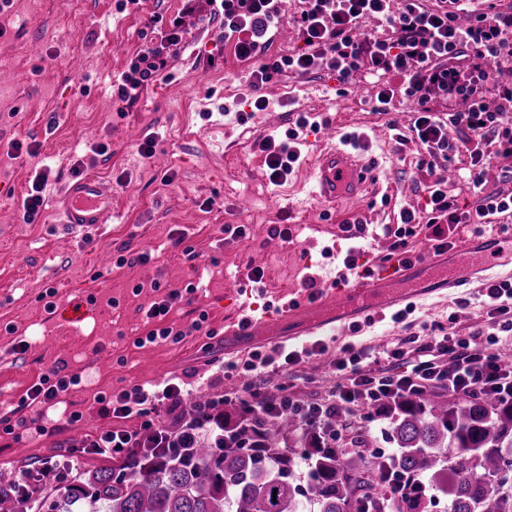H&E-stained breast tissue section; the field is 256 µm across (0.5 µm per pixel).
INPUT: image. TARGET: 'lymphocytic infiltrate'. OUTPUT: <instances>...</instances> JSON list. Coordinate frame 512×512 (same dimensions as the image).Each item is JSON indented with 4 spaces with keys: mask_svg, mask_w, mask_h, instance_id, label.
Here are the masks:
<instances>
[{
    "mask_svg": "<svg viewBox=\"0 0 512 512\" xmlns=\"http://www.w3.org/2000/svg\"><path fill=\"white\" fill-rule=\"evenodd\" d=\"M277 2L212 0L217 15L224 18V36L234 39L239 57L249 59L258 54L259 43L251 31L258 23L267 28L279 23ZM482 3L475 23L462 27L456 19L464 10L463 0H436L431 7L423 0H405L395 16L388 10V0H305L295 22L307 52L285 57L279 64L260 66L252 73L254 84L263 86L285 68L304 74L319 60L342 79L362 68L380 77L398 75L405 95L421 103L412 130L426 150V165L434 167L450 160L456 136H464L466 142L477 145L471 154L469 178L473 185H480L484 147H494L496 156L512 162V83L500 82L494 74L500 58L512 57V0ZM369 18L385 19L390 33L379 37L362 32L361 25ZM165 67L158 49H143L116 86L118 101H134L139 89L160 76ZM433 87L449 98L467 99L468 107L440 117L423 105ZM428 204V224L438 253L453 246L445 225L469 224L474 234L481 235L491 227L493 216L512 213L511 194L483 197L474 210H459L447 183L440 180L431 186ZM482 295L486 314L483 326L465 336L429 329L418 337L413 349L396 346L385 350L384 366L365 368L364 348L343 346L336 356V386L317 402L299 398L285 382L266 389L265 374L270 370L296 373L313 357L324 355L326 343L314 340L298 349L253 351L244 365L230 363L224 367L225 377L239 376L245 370L251 372V380L213 402L201 419L220 424L225 414L234 413L231 433H243L246 442L256 444L261 439L260 421L287 413L295 417L303 433L312 435L316 445L327 447L338 443L357 407L367 406L377 412L415 391L438 388L457 398L487 395L510 404L512 363L505 362L502 348L512 342V281L486 283ZM183 299V292L173 289L149 306L145 316L155 326L147 333L146 342L178 344L203 332L208 320L204 312L184 329L166 326L170 309ZM188 393V381L178 377L148 388L137 385L113 393L103 408L105 415L116 420L138 418L141 429L130 432L116 428L88 439L87 447L98 454L121 453L150 441L158 448L181 451L185 439L199 433L198 427L188 422L194 413L185 401ZM162 414L180 419V426L160 429L157 418Z\"/></svg>",
    "mask_w": 512,
    "mask_h": 512,
    "instance_id": "1",
    "label": "lymphocytic infiltrate"
}]
</instances>
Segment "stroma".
I'll list each match as a JSON object with an SVG mask.
<instances>
[{"label":"stroma","instance_id":"1","mask_svg":"<svg viewBox=\"0 0 512 512\" xmlns=\"http://www.w3.org/2000/svg\"><path fill=\"white\" fill-rule=\"evenodd\" d=\"M302 8L301 0H287L282 21L249 60L224 40L209 0H197L190 11L183 0H134L122 11L117 0H9L0 8V483L21 479L24 456L38 463L64 459L75 471L95 465L82 440L115 425L139 426L134 419L113 423L102 412L99 397L113 391L187 373L195 402L224 394L223 361L240 362L277 344L276 337L260 336L225 349V322L264 317L266 308L301 292L304 276L330 287L346 276L342 260L351 249H360L361 262L378 263L389 252L401 209L415 211L419 221L410 249L431 256L424 227L429 188L447 169L469 168L468 151L459 150L450 168L427 171L410 130L416 101L399 93L388 111H376L378 84L362 69L341 81L320 64L302 76L280 72L255 89L256 67L300 49L292 18ZM173 28L180 36L175 44L167 40ZM149 45L162 51L168 67L133 104L120 106L112 86ZM261 95L267 108L251 111ZM303 116L372 135L369 154L380 191L364 210L329 217L318 205L299 209L308 189L300 162L271 183L265 146L286 144ZM150 138L166 156L165 168L143 155ZM17 142L31 153L16 154ZM101 144L107 153L95 155ZM40 171L48 175L45 206L37 223L28 224L22 202ZM77 172L98 174L112 186L113 215L89 239L55 227V204ZM510 190L512 171L495 157L487 160L480 187L460 177L452 184L459 206L468 209L480 197ZM349 223L363 225L362 237L342 232ZM228 224L247 226L248 238H226ZM275 227L288 228L291 240L273 236ZM142 254L148 262H139ZM257 267L264 271L258 284L252 281ZM190 282L197 291L173 307L166 323L179 329L191 311H203L213 337L136 345L151 328L145 308L161 291ZM49 288L55 295L48 302ZM481 288L475 282L422 301L403 325L378 316L343 331L335 344L379 349L421 334L426 325L467 335L481 321L475 305ZM85 296L98 301L100 314L60 327L53 306ZM462 298L473 307L458 308ZM55 371L79 377L80 385L48 410L27 408L36 426L17 428V406L40 377ZM10 425L16 428L11 436L4 432Z\"/></svg>","mask_w":512,"mask_h":512}]
</instances>
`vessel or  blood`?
<instances>
[{
	"instance_id": "b4317fda",
	"label": "vessel or blood",
	"mask_w": 512,
	"mask_h": 512,
	"mask_svg": "<svg viewBox=\"0 0 512 512\" xmlns=\"http://www.w3.org/2000/svg\"><path fill=\"white\" fill-rule=\"evenodd\" d=\"M373 160L359 147L342 143L336 127H324L316 144L315 161L311 167L308 197L326 209H335L341 199L354 207H362L372 193ZM112 214V189L100 176L87 174L68 181L62 193L60 227L69 233L100 232ZM503 240L485 238L483 245L465 241L458 247V265H450L431 257L427 268L435 285V295L453 292L464 286L466 272H487L494 268ZM422 291L414 284L412 268L404 267L388 277L358 282L333 291L330 298L315 299L309 305L311 322L305 327L306 336H333L348 325L354 315L370 316L385 308L420 298ZM297 312L289 307L286 314L274 320L245 319L225 329L227 339L243 342L251 336H285ZM97 308L88 299L60 305L54 318L65 328L96 316Z\"/></svg>"
}]
</instances>
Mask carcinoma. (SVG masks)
<instances>
[{
    "mask_svg": "<svg viewBox=\"0 0 512 512\" xmlns=\"http://www.w3.org/2000/svg\"><path fill=\"white\" fill-rule=\"evenodd\" d=\"M391 424L395 447L382 457L366 434L350 448L319 452L299 438L316 512H382L388 497L400 501L397 512H427L439 496L447 512H485L484 474L512 469V406L493 398L415 393L394 406ZM262 427L263 443L234 448L213 428L180 460L167 448L102 455L90 469L61 473L55 486L39 482L41 465L31 463L29 487L0 486V512H305L279 448L297 424L285 414ZM390 470L404 487L381 482Z\"/></svg>",
    "mask_w": 512,
    "mask_h": 512,
    "instance_id": "cac0c4a2",
    "label": "carcinoma"
}]
</instances>
